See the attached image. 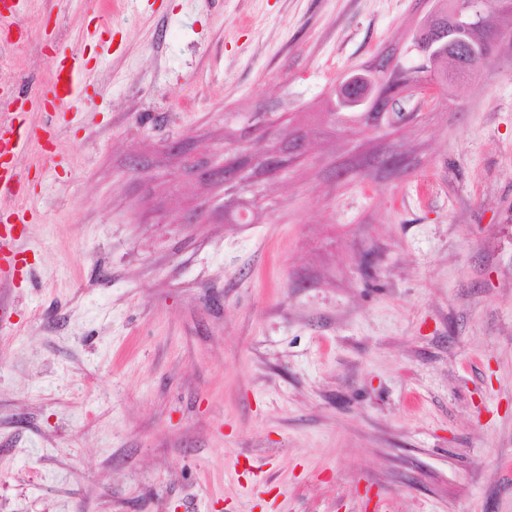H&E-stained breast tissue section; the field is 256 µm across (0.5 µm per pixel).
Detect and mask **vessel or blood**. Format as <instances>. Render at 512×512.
<instances>
[{
	"label": "vessel or blood",
	"mask_w": 512,
	"mask_h": 512,
	"mask_svg": "<svg viewBox=\"0 0 512 512\" xmlns=\"http://www.w3.org/2000/svg\"><path fill=\"white\" fill-rule=\"evenodd\" d=\"M51 84L48 93L49 106L57 112H69L76 108L81 99L82 66L79 58L66 48L55 47L49 56ZM22 114L10 112L0 116V128L13 129V137L0 141V195L8 193L18 203L10 211L0 214V271L15 267L17 253L13 248L14 231L17 225L27 223L31 211L22 180L13 165L16 156L31 151L46 152L57 133L54 125L40 126L37 132L24 134L16 131V124L22 123Z\"/></svg>",
	"instance_id": "1"
}]
</instances>
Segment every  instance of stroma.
Masks as SVG:
<instances>
[{
  "label": "stroma",
  "mask_w": 512,
  "mask_h": 512,
  "mask_svg": "<svg viewBox=\"0 0 512 512\" xmlns=\"http://www.w3.org/2000/svg\"><path fill=\"white\" fill-rule=\"evenodd\" d=\"M15 2L0 112L61 134L18 160L0 512H512V12L368 123L336 88L437 0ZM56 44L89 71L49 116Z\"/></svg>",
  "instance_id": "1"
}]
</instances>
